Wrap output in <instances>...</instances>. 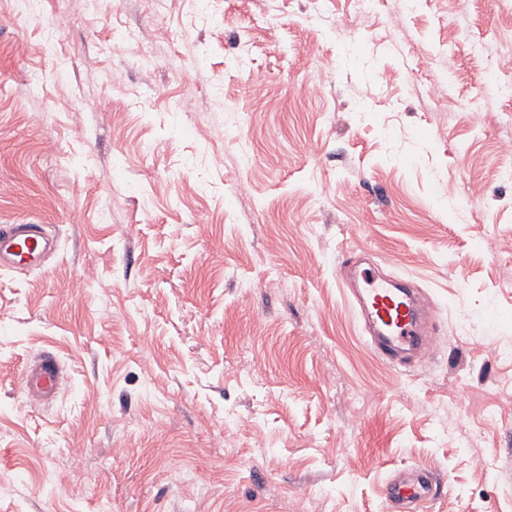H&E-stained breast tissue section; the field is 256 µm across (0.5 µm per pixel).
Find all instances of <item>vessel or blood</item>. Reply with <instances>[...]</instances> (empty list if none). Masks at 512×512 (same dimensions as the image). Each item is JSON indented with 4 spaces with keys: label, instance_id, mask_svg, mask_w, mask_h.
Returning a JSON list of instances; mask_svg holds the SVG:
<instances>
[{
    "label": "vessel or blood",
    "instance_id": "obj_1",
    "mask_svg": "<svg viewBox=\"0 0 512 512\" xmlns=\"http://www.w3.org/2000/svg\"><path fill=\"white\" fill-rule=\"evenodd\" d=\"M55 241L43 224L0 225V269L32 268L44 265ZM362 287H351L363 330L370 347L386 362H402L404 354L423 351L426 324L433 316L431 306L421 302L393 279L379 276L373 269L360 271ZM66 380L57 358L42 354L30 362L22 375L24 395L31 401L54 399ZM433 482L426 470L410 480H394L388 490L389 501L412 512L430 495Z\"/></svg>",
    "mask_w": 512,
    "mask_h": 512
}]
</instances>
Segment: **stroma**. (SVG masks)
Returning a JSON list of instances; mask_svg holds the SVG:
<instances>
[{"instance_id":"stroma-1","label":"stroma","mask_w":512,"mask_h":512,"mask_svg":"<svg viewBox=\"0 0 512 512\" xmlns=\"http://www.w3.org/2000/svg\"><path fill=\"white\" fill-rule=\"evenodd\" d=\"M479 39L512 0H0V224L58 242L0 270V512H392L416 467L419 512H512V68ZM344 259L423 291L420 362L370 350ZM65 381V371L57 358L45 352L26 366L22 389L30 401H48L58 395ZM415 478L394 480L387 490L389 501L405 509H414L421 505L432 491V479L426 470L420 469Z\"/></svg>"}]
</instances>
